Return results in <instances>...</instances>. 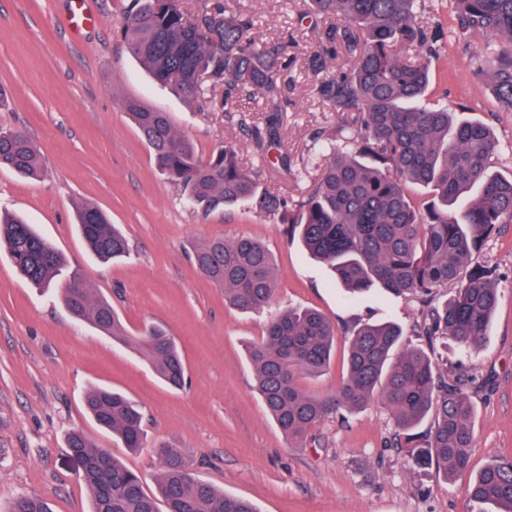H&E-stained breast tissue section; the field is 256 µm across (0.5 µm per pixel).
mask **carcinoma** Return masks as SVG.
Listing matches in <instances>:
<instances>
[{
  "instance_id": "cac0c4a2",
  "label": "carcinoma",
  "mask_w": 512,
  "mask_h": 512,
  "mask_svg": "<svg viewBox=\"0 0 512 512\" xmlns=\"http://www.w3.org/2000/svg\"><path fill=\"white\" fill-rule=\"evenodd\" d=\"M459 37L481 40L478 75L489 81L498 105L512 112V0H453ZM322 23L319 68L342 48L346 68L320 83L318 94L341 114L348 150L330 143L319 156V174L289 211L279 196L261 186L256 163H265L280 142L282 89L277 73L283 46L259 42L250 19L224 0H210L188 16L180 0H132L121 23L130 56L160 84L188 103L205 102L206 85L222 86L229 98L260 96L264 122L247 127L255 157L234 147H217L199 157L178 133L170 113L135 97L123 108L148 145L157 170L186 200L205 213L254 203L282 214L284 231L298 234L307 251L327 264L350 295L376 288L429 304L414 331L468 349L481 344L497 306L499 291L469 258L498 224L512 221V178L492 171L498 144L485 123L458 119L430 100L431 59L441 30L419 20V0H310ZM36 178L40 154L24 133L0 128V168ZM428 190L426 208L416 205L407 185ZM77 231L102 262L130 255L128 239L96 206L77 208ZM15 271L32 285H57L62 303L77 318L135 349L168 386L185 383L186 366L173 336L159 326L135 333L102 297L81 285L77 272L63 273L61 253L23 218H0V246ZM191 258L224 299L241 310L261 309L275 292L274 258L259 241L241 236L213 238L193 246ZM453 294L435 301L438 288ZM336 330L314 309H290L271 317L264 336L247 346L255 389L268 415L289 440L298 441L324 417L352 413L377 398L401 430L397 443L415 464H428L445 478L469 475L468 494L479 503L512 512V459L470 475L474 442L473 404L461 371L439 372L427 353L401 348L404 329L395 323H366L350 341L347 373L335 392L317 397L299 380L330 365ZM85 407L95 423L124 447H144L138 405L109 387H94ZM434 422L414 433L428 415ZM67 446L92 494L91 512H257L244 498L224 494L196 477L178 450L157 446V490L150 493L135 470L94 445L82 430L68 434ZM9 512H50L38 496L23 495Z\"/></svg>"
}]
</instances>
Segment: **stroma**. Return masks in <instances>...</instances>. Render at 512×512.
Listing matches in <instances>:
<instances>
[{
    "instance_id": "35a3bbf8",
    "label": "stroma",
    "mask_w": 512,
    "mask_h": 512,
    "mask_svg": "<svg viewBox=\"0 0 512 512\" xmlns=\"http://www.w3.org/2000/svg\"><path fill=\"white\" fill-rule=\"evenodd\" d=\"M130 0H84L91 24L75 28L72 0H0V127L25 132L40 150V178L0 168V209L26 216L79 272L107 297L130 329L158 324L175 336L187 384L175 390L134 350L77 320L49 293L15 273L0 250V512L23 494L42 497L51 512H90V492L79 477L67 434L87 432L98 445L154 486L163 442L194 461L198 478L225 494L251 500L259 512H495L470 502L462 480L444 479L409 462L396 447L399 430L380 401L347 419L330 415L303 442L275 425L254 389L246 344L259 339L270 316L296 307L320 311L336 327L330 371L304 377L306 392L324 396L346 375L350 334L361 325L421 318L408 298L369 292L344 299L326 267L298 239L286 238L278 217L253 205L210 215L186 206L175 185L155 169L147 144L125 114L136 97L170 112L175 128L201 157L219 145L252 155L239 124L241 111L261 121L257 102L225 101L207 89V105L187 104L157 84L125 50L120 35ZM250 16L256 40L287 45L278 81L281 143L269 152L259 179L287 200H299L317 173L319 133L336 134L341 120L320 99L319 82L335 75L345 55L311 59L319 26L305 0H234ZM422 19L440 24L444 37L433 62L431 92L450 109L489 124L499 143L494 169L512 176V112H504L487 81L472 71L473 49L456 34L450 0H424ZM91 203L121 225L132 255L94 262L74 229L76 207ZM250 236L275 261L276 291L268 306L240 311L224 290L188 259L192 245ZM499 288V302L480 347L440 340L430 354L441 367L477 377L473 470L512 459V223L501 224L471 256ZM104 385L135 400L144 414L146 446L133 453L114 444L87 415L86 393Z\"/></svg>"
}]
</instances>
